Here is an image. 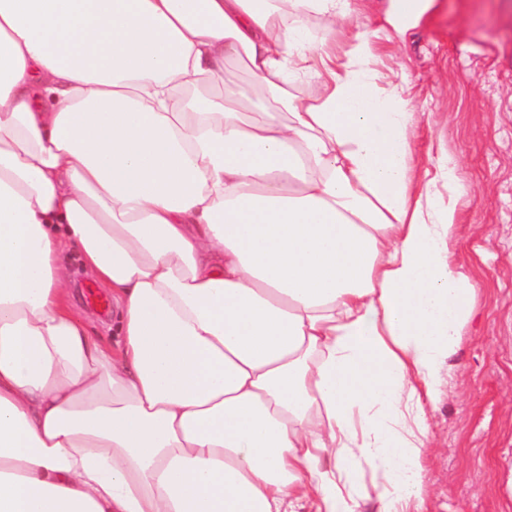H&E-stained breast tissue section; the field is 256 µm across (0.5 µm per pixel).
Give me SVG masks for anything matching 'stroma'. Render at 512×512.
<instances>
[{
    "mask_svg": "<svg viewBox=\"0 0 512 512\" xmlns=\"http://www.w3.org/2000/svg\"><path fill=\"white\" fill-rule=\"evenodd\" d=\"M378 68L409 87L422 167L444 152L459 161L458 261L477 285L449 386L427 412L421 512H512V0H441L381 42ZM63 261L74 310L111 340V317L81 298L79 256Z\"/></svg>",
    "mask_w": 512,
    "mask_h": 512,
    "instance_id": "stroma-1",
    "label": "stroma"
}]
</instances>
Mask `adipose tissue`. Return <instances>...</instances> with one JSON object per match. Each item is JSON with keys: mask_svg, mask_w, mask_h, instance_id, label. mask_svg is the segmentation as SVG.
<instances>
[{"mask_svg": "<svg viewBox=\"0 0 512 512\" xmlns=\"http://www.w3.org/2000/svg\"><path fill=\"white\" fill-rule=\"evenodd\" d=\"M437 6L0 0V512H359L361 458L377 512L417 506L476 286L459 162L421 169L375 63ZM385 1L362 0L357 1V14L353 19V25L361 29L375 30L382 24V13ZM224 83L234 86L243 94H250L251 78L244 67L236 61L224 63ZM63 262L71 269L69 278V289L71 293V302L74 310L83 318L91 319L94 325L91 329L94 333L100 336L105 341L112 340V318L114 316V306L112 307V298L108 291L103 288L90 274L86 273L81 265L79 256L76 253H69L63 257ZM84 279L86 283L91 284L84 288V297L88 304L95 306L99 309H110L107 316L103 317L93 312L87 305L84 304L81 298V290L78 288L79 279ZM94 287H93V286ZM102 292L106 297L101 294ZM108 328H111L109 331Z\"/></svg>", "mask_w": 512, "mask_h": 512, "instance_id": "1", "label": "adipose tissue"}]
</instances>
